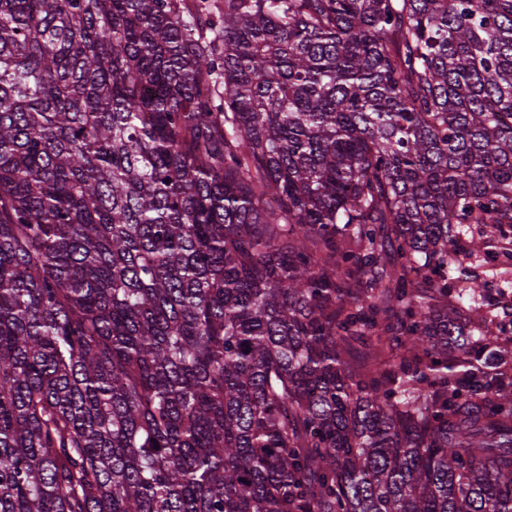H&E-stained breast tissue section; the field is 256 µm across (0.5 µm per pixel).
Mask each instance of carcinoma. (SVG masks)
<instances>
[{
    "label": "carcinoma",
    "instance_id": "carcinoma-1",
    "mask_svg": "<svg viewBox=\"0 0 512 512\" xmlns=\"http://www.w3.org/2000/svg\"><path fill=\"white\" fill-rule=\"evenodd\" d=\"M466 224L512 0H0V512H512Z\"/></svg>",
    "mask_w": 512,
    "mask_h": 512
}]
</instances>
